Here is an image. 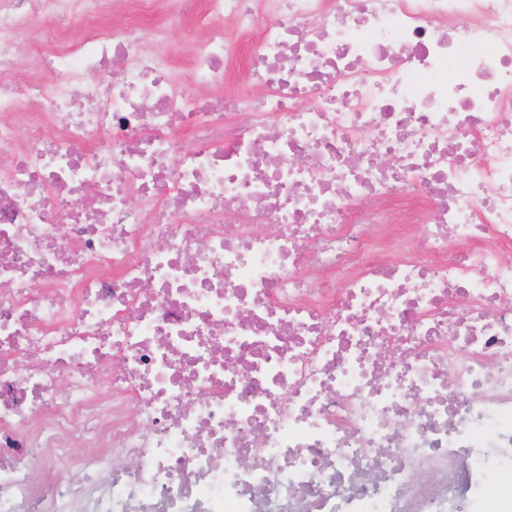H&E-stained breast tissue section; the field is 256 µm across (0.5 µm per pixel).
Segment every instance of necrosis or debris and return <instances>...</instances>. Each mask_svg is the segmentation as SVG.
<instances>
[{
	"mask_svg": "<svg viewBox=\"0 0 512 512\" xmlns=\"http://www.w3.org/2000/svg\"><path fill=\"white\" fill-rule=\"evenodd\" d=\"M116 7L0 0V512H441L492 480L512 0ZM160 14L208 35L174 60Z\"/></svg>",
	"mask_w": 512,
	"mask_h": 512,
	"instance_id": "1",
	"label": "necrosis or debris"
}]
</instances>
